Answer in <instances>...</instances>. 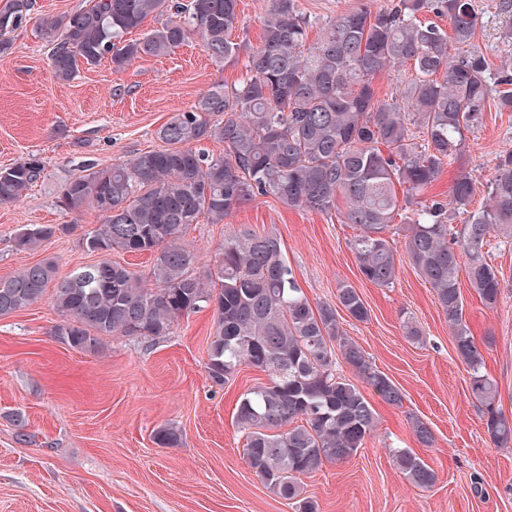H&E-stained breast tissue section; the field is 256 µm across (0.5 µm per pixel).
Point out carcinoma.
Masks as SVG:
<instances>
[{
  "label": "carcinoma",
  "instance_id": "carcinoma-1",
  "mask_svg": "<svg viewBox=\"0 0 512 512\" xmlns=\"http://www.w3.org/2000/svg\"><path fill=\"white\" fill-rule=\"evenodd\" d=\"M31 7L32 0L0 6V54L11 48L8 34ZM431 14L447 17L448 28ZM149 16L164 21L127 39ZM478 21L472 0H398L376 11L364 4L330 19L310 43L312 20L298 0H270L244 79L213 87L189 111L174 113L157 131L167 148L111 166L90 163L59 191L60 209L78 214L90 207L103 217L81 238L101 259L61 277L44 260L0 279V317L30 307L50 289L62 317L54 336L95 354L106 336L160 338L182 317L212 310L205 364L212 384L224 387L243 365L267 373L236 404L247 464L267 489L296 501L297 512H318L302 496L299 476L348 461L377 427L372 402L336 374V360L380 400L399 406L404 398L339 322L340 309L359 322L369 310L346 284L337 289L339 307H313L272 234L225 238L216 270L201 275L191 270L184 233L203 220L222 224L258 197L326 213L342 199L344 223L360 230L352 243L359 272L378 288L397 278L386 231L396 218L405 221L408 258L448 317L470 392L484 407L488 438L511 448L512 417L496 407L498 386L484 372L483 351L467 324L460 273L485 308L496 307L502 272L487 261L485 248L493 236L512 244V151L498 155L484 206L470 208L476 182L466 174L455 179L449 198L424 196L445 166L469 152L467 134L488 106L512 112V67L494 69L480 51L452 54L471 44ZM240 23L238 0H90L85 9L41 20L38 29L50 46L54 76L65 82L105 58L122 72L135 60L169 55L194 35L212 61L226 64L239 53L231 35ZM408 62L415 77L401 98L378 100L373 79ZM204 141L224 143V155L193 148ZM42 171L37 159L0 168V205L19 201ZM56 230L26 225L13 238L15 249L35 250ZM114 251L155 254L154 287L112 261ZM412 429L419 444L434 442L424 421L414 420ZM154 439L173 447L180 434L160 427ZM393 461L413 486L436 484V471L411 449H393Z\"/></svg>",
  "mask_w": 512,
  "mask_h": 512
}]
</instances>
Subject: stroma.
<instances>
[{
	"label": "stroma",
	"mask_w": 512,
	"mask_h": 512,
	"mask_svg": "<svg viewBox=\"0 0 512 512\" xmlns=\"http://www.w3.org/2000/svg\"><path fill=\"white\" fill-rule=\"evenodd\" d=\"M87 0H35L27 22L10 33L0 55V167L30 158L43 165L41 179L16 203L0 206V278L45 259L59 275L96 263L98 254L79 243L100 224L99 212L59 209L61 186L86 161L109 166L163 146L158 129L176 112L190 110L200 93L231 86L245 75L247 56L261 42L268 0H240L241 23L232 37L236 61H211L200 39L173 54L136 60L124 72L104 61L70 81H58L39 21L81 9ZM392 0H298L317 38L330 18ZM500 0H474L480 17L472 45L493 65L512 60V42L501 39L506 20ZM512 150V112L487 109L470 137L461 166L444 169L430 194H448L458 172L470 174L485 203L486 183L497 157ZM28 224H65L34 251L15 250L16 231ZM275 234L311 304L335 303L340 285L356 288L370 316L339 321L375 370L404 394L402 406L372 404L377 430L356 456L324 464L301 476L304 496L318 512H512V447L493 445L481 406L470 393L448 318L421 280L405 250V231L389 234L398 275L392 287L363 280L351 243L358 230L336 212L292 209L272 197L242 206L221 224L192 225L185 240L196 255L195 271L215 267L226 237ZM488 255L503 273L494 309L462 285L465 317L481 345L485 371L498 385L499 408L512 415V247L491 243ZM51 296L0 317V512H295L291 501L270 493L248 466L235 405L263 372L242 367L225 387L206 372L214 332L211 310L175 323L169 336L106 338L100 353L59 342ZM420 331L406 336L405 322ZM426 422L432 446H421L414 419ZM175 428L181 442L162 447L156 429ZM409 448L437 473L431 489L411 485L394 467L391 449Z\"/></svg>",
	"instance_id": "35a3bbf8"
}]
</instances>
